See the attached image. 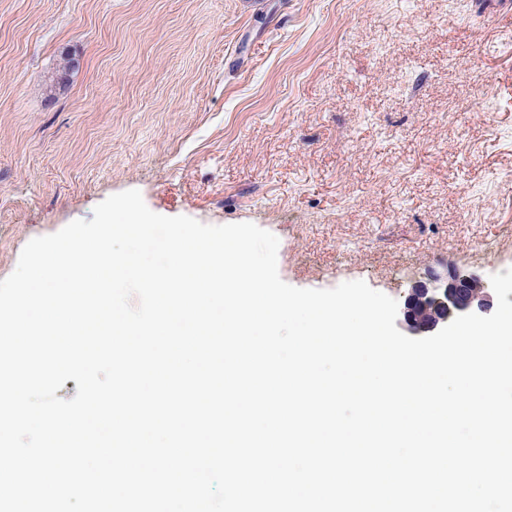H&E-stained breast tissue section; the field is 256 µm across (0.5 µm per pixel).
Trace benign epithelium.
<instances>
[{
    "label": "benign epithelium",
    "mask_w": 512,
    "mask_h": 512,
    "mask_svg": "<svg viewBox=\"0 0 512 512\" xmlns=\"http://www.w3.org/2000/svg\"><path fill=\"white\" fill-rule=\"evenodd\" d=\"M446 291L448 310L457 315L492 314L494 304L481 275L474 271L460 272L450 266L445 271H430L406 292L398 311L397 322L411 336H431L448 324V318L436 314L428 300L436 291Z\"/></svg>",
    "instance_id": "obj_1"
}]
</instances>
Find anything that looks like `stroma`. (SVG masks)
<instances>
[{
  "label": "stroma",
  "mask_w": 512,
  "mask_h": 512,
  "mask_svg": "<svg viewBox=\"0 0 512 512\" xmlns=\"http://www.w3.org/2000/svg\"><path fill=\"white\" fill-rule=\"evenodd\" d=\"M499 2L0 0V279L129 189L273 233L298 288L490 278L512 262Z\"/></svg>",
  "instance_id": "stroma-1"
}]
</instances>
